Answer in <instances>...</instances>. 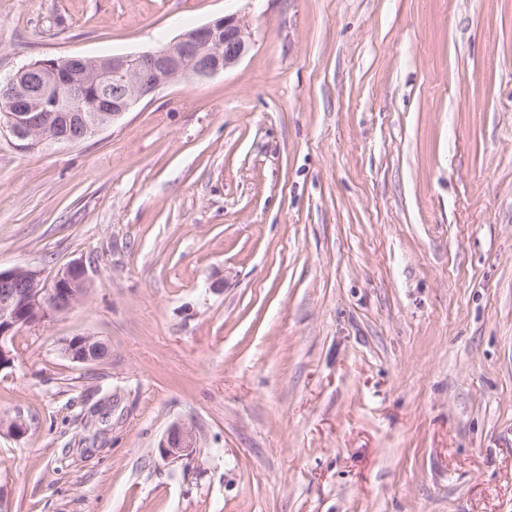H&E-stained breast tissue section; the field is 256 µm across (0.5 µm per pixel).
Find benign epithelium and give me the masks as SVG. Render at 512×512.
<instances>
[{"label":"benign epithelium","mask_w":512,"mask_h":512,"mask_svg":"<svg viewBox=\"0 0 512 512\" xmlns=\"http://www.w3.org/2000/svg\"><path fill=\"white\" fill-rule=\"evenodd\" d=\"M250 50L246 26L224 16L196 27L152 51L106 57H45L0 77V134L38 147L76 146L110 127L145 98L172 80L189 75L210 79L235 66ZM87 271L74 262L52 282L27 269L0 270V369L14 361L15 331L53 313L74 307L87 294ZM61 352L78 364L109 356L108 345L94 335H76ZM21 416L0 417V432L21 436ZM193 426L173 423L158 444L160 455L178 459L196 447Z\"/></svg>","instance_id":"7a95c632"}]
</instances>
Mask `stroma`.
Returning a JSON list of instances; mask_svg holds the SVG:
<instances>
[{"mask_svg": "<svg viewBox=\"0 0 512 512\" xmlns=\"http://www.w3.org/2000/svg\"><path fill=\"white\" fill-rule=\"evenodd\" d=\"M230 13L223 74L0 135V270L90 282L0 369V512H512V0H0V74ZM61 352L78 364H94L109 356L108 345L97 336L83 334L72 336L61 343ZM197 435L193 426L181 422L173 423L158 444L160 455L166 459H178L190 448H195Z\"/></svg>", "mask_w": 512, "mask_h": 512, "instance_id": "1", "label": "stroma"}]
</instances>
